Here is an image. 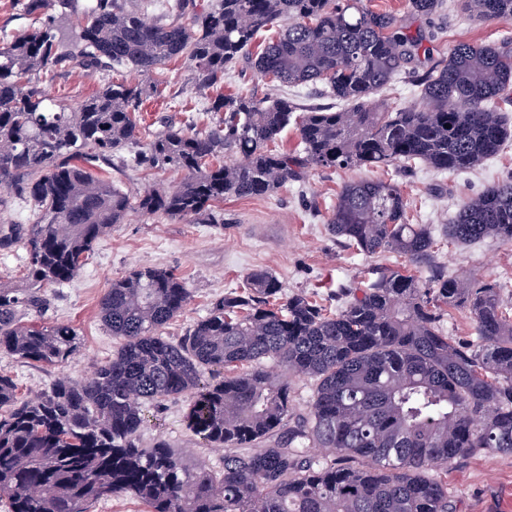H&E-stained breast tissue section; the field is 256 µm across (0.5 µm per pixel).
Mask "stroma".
I'll return each instance as SVG.
<instances>
[{"mask_svg":"<svg viewBox=\"0 0 512 512\" xmlns=\"http://www.w3.org/2000/svg\"><path fill=\"white\" fill-rule=\"evenodd\" d=\"M377 12L402 19L424 47L411 67L422 72L448 55L461 40L476 45L501 44L512 38V22L484 21L464 12L457 0H445L442 10L431 15H412L407 0H369ZM154 92L145 104L142 139L166 127L204 129L212 120L209 107L216 96L254 92L279 95L273 84L258 79L246 64L229 72L221 87L201 89L192 80L185 60L166 63L152 78ZM52 99L76 106L102 85V77L79 67L44 78ZM130 196L148 187L168 189L183 178L175 170L143 171L115 162L104 169ZM380 170L334 171L309 168L269 197L229 198L223 204L224 223L197 224L189 219L148 217L130 211L123 223L98 239L92 252L72 280L39 289L41 311H23L22 321L66 323L74 326L81 351L67 371L87 377L110 358L117 342L102 325L99 302L113 279L143 267H165L185 282L191 298L185 310L164 330L176 340L224 293L242 288L245 276L265 269L281 282L285 293L315 295L327 307H335L341 288L367 282L375 266L403 267L402 258L386 255L367 258L343 248L328 230L336 195L344 182L379 178ZM512 177V142L485 161L480 169L435 173L417 166L400 181L407 204L419 223L441 226L448 223L464 198ZM438 260L448 275L469 274L497 282L504 298L512 297V245L486 240L471 246L448 242L439 245ZM0 372L11 375L25 393L48 389L57 369L29 364L0 353ZM185 400L168 401L149 408L144 443L164 437L177 448L194 449L197 456L218 465L222 450L203 447L185 423ZM448 496L454 512H512V455L479 452L462 458L448 470Z\"/></svg>","mask_w":512,"mask_h":512,"instance_id":"35a3bbf8","label":"stroma"}]
</instances>
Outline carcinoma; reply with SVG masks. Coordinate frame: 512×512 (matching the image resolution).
<instances>
[{"mask_svg":"<svg viewBox=\"0 0 512 512\" xmlns=\"http://www.w3.org/2000/svg\"><path fill=\"white\" fill-rule=\"evenodd\" d=\"M444 0H408L432 14ZM480 18L512 21V0H460ZM34 26L0 47V189L23 199L32 224L0 227V250H26L28 292L0 282V351L65 367L79 347L69 324H22L33 289L77 275L94 242L137 210L221 224L227 198L274 194L309 167L382 168L404 175L481 166L512 131V45L456 44L414 76L421 104L369 106L411 77L417 41L394 15L365 0H219L169 21L185 0H29ZM82 11L73 31L67 17ZM280 28L261 52L264 31ZM187 57L199 87L224 82L246 62L283 87L323 83L341 106L304 108L281 97L237 94L213 101L203 130L169 128L126 162L174 169L182 181L136 197L94 177L114 153L139 143L147 83L118 81L131 67L148 78ZM79 66L104 84L74 108L46 97L41 80ZM295 123L299 150L269 144ZM336 240L367 257L393 254L402 269L376 268L346 288L332 313L288 295L270 272L216 300L179 341L162 329L190 300L166 268L112 280L99 303L119 340L90 377L64 372L34 396L0 373V501L9 512H90L116 496L143 512H451L448 468L467 455L512 453V302L497 284L448 277L429 224H415L399 183L344 184L329 220ZM442 235L467 244L512 242V177L464 199ZM425 266L428 276L412 271ZM451 308L467 311L472 338L448 336ZM224 371L216 381L205 374ZM311 385L296 410L290 382ZM189 398L188 428L224 449L211 467L157 437L141 443L150 406Z\"/></svg>","mask_w":512,"mask_h":512,"instance_id":"carcinoma-1","label":"carcinoma"}]
</instances>
